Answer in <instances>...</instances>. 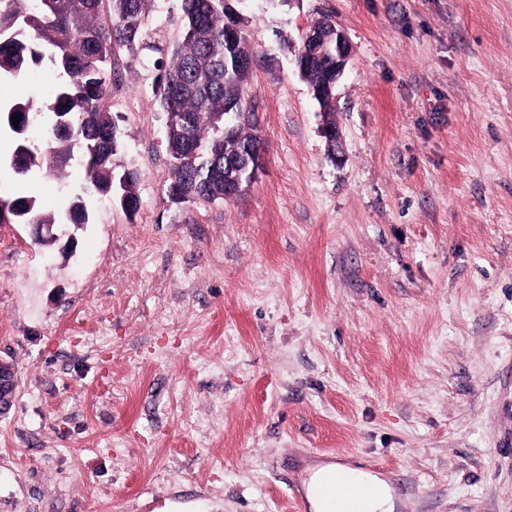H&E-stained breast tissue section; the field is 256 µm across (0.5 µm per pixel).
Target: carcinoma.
Returning <instances> with one entry per match:
<instances>
[{"instance_id":"cac0c4a2","label":"carcinoma","mask_w":512,"mask_h":512,"mask_svg":"<svg viewBox=\"0 0 512 512\" xmlns=\"http://www.w3.org/2000/svg\"><path fill=\"white\" fill-rule=\"evenodd\" d=\"M109 18L102 20L103 5ZM151 0H0V76L22 77L32 66L49 62L64 77L53 96L31 93L8 107L0 106V127L15 137L11 168L19 176L34 171H63L74 155L85 164L90 189L112 195L119 186L122 207L134 212L139 199L137 175L116 172L112 157L122 148L112 119V54L120 46L137 57L163 52L142 40ZM182 40L158 68V94L166 121V153L173 169L170 187L194 192L206 202L224 200L225 160L242 141L258 138L255 112L244 103L249 76L236 58L251 54L243 29L230 37L232 19L224 0H180ZM328 61L314 64L305 77L313 87H327ZM244 112L236 131L224 136V115ZM189 118L183 123L170 114ZM18 116V125L10 117ZM81 196L69 204L71 224L88 223ZM33 196H0V224H54Z\"/></svg>"}]
</instances>
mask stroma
I'll return each instance as SVG.
<instances>
[{
  "label": "stroma",
  "mask_w": 512,
  "mask_h": 512,
  "mask_svg": "<svg viewBox=\"0 0 512 512\" xmlns=\"http://www.w3.org/2000/svg\"><path fill=\"white\" fill-rule=\"evenodd\" d=\"M178 0L145 42L181 39ZM263 143L233 200L172 202L151 67L117 49L116 164L73 251L0 224V512H309L314 462L397 512H512V0H239ZM352 57L324 113L295 67L321 15ZM341 132L337 152L323 134ZM0 194L65 209L82 181ZM16 387L15 371L11 363L0 359V409L10 405ZM304 482L306 497L313 512H329L332 504L320 493L321 486L331 475H346L359 483L370 486L373 490L368 502L369 512H394L395 499L388 483L377 475L360 468L341 464H317L306 471Z\"/></svg>",
  "instance_id": "1"
}]
</instances>
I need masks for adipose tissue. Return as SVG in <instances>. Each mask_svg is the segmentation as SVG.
<instances>
[{
  "label": "adipose tissue",
  "instance_id": "obj_1",
  "mask_svg": "<svg viewBox=\"0 0 512 512\" xmlns=\"http://www.w3.org/2000/svg\"><path fill=\"white\" fill-rule=\"evenodd\" d=\"M306 474V497L312 512H330L331 504L321 495L320 488L334 474L349 476L372 488L373 493L368 502L369 512H394L396 507L388 483L373 473L349 465L317 464L309 467Z\"/></svg>",
  "mask_w": 512,
  "mask_h": 512
}]
</instances>
